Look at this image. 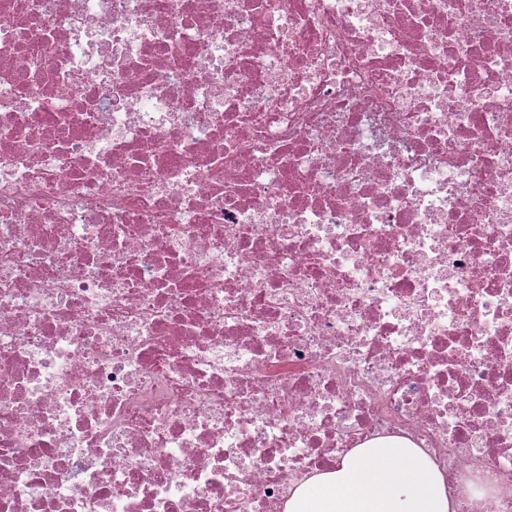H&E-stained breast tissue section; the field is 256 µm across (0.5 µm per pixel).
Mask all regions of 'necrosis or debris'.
Here are the masks:
<instances>
[{
    "instance_id": "1",
    "label": "necrosis or debris",
    "mask_w": 512,
    "mask_h": 512,
    "mask_svg": "<svg viewBox=\"0 0 512 512\" xmlns=\"http://www.w3.org/2000/svg\"><path fill=\"white\" fill-rule=\"evenodd\" d=\"M385 441L512 512V0H0V512Z\"/></svg>"
}]
</instances>
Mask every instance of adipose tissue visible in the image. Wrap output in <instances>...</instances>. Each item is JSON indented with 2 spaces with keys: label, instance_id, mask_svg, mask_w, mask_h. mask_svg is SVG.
Returning <instances> with one entry per match:
<instances>
[{
  "label": "adipose tissue",
  "instance_id": "1",
  "mask_svg": "<svg viewBox=\"0 0 512 512\" xmlns=\"http://www.w3.org/2000/svg\"><path fill=\"white\" fill-rule=\"evenodd\" d=\"M288 512H455L436 466L415 448H357L300 486Z\"/></svg>",
  "mask_w": 512,
  "mask_h": 512
}]
</instances>
